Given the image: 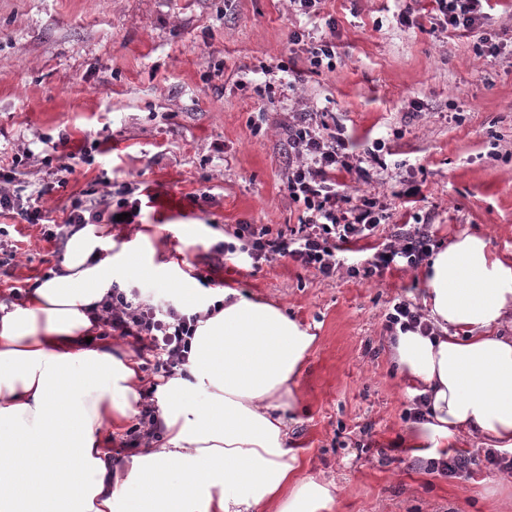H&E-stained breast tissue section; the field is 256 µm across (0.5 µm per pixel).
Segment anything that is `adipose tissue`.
<instances>
[{"mask_svg": "<svg viewBox=\"0 0 512 512\" xmlns=\"http://www.w3.org/2000/svg\"><path fill=\"white\" fill-rule=\"evenodd\" d=\"M147 236L113 252L87 225L68 239L58 274L20 305L0 302V447L34 459L29 490L0 485L12 512H321L329 484L303 477L281 412L314 338L278 308L233 289L199 321L187 376L158 388L160 450L113 459L109 418L139 399L133 361L110 343L85 350L93 309L119 279L158 275ZM437 335L391 339L399 373L427 398L409 431L417 454L470 437L512 452V256L463 233L419 273Z\"/></svg>", "mask_w": 512, "mask_h": 512, "instance_id": "obj_1", "label": "adipose tissue"}]
</instances>
